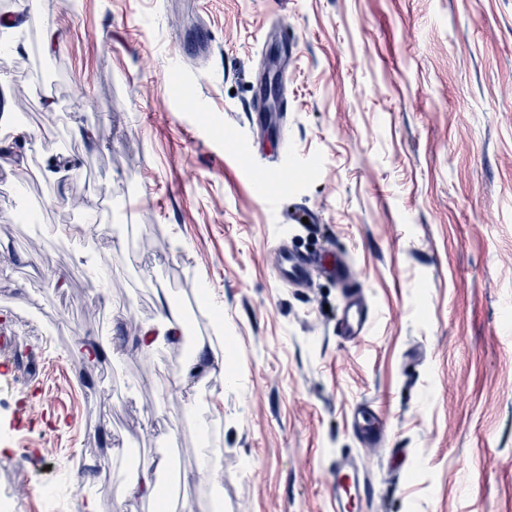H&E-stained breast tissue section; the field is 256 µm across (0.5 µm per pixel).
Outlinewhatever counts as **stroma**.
I'll list each match as a JSON object with an SVG mask.
<instances>
[{"label": "stroma", "mask_w": 512, "mask_h": 512, "mask_svg": "<svg viewBox=\"0 0 512 512\" xmlns=\"http://www.w3.org/2000/svg\"><path fill=\"white\" fill-rule=\"evenodd\" d=\"M15 2L0 333L32 358L0 353L13 512H157L121 488L160 457L192 512H329L345 449L364 512H512V0H67L30 20ZM282 45L273 130L247 115ZM282 149L279 209L254 168ZM76 225L91 237L59 236ZM282 243L349 256L368 336L336 338L333 281L277 280ZM163 296L223 366L186 381L177 345L141 349ZM364 401L388 447L349 431Z\"/></svg>", "instance_id": "35a3bbf8"}]
</instances>
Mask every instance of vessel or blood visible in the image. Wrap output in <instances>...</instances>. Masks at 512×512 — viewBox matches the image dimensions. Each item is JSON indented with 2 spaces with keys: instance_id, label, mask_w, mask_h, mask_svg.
Instances as JSON below:
<instances>
[{
  "instance_id": "1",
  "label": "vessel or blood",
  "mask_w": 512,
  "mask_h": 512,
  "mask_svg": "<svg viewBox=\"0 0 512 512\" xmlns=\"http://www.w3.org/2000/svg\"><path fill=\"white\" fill-rule=\"evenodd\" d=\"M336 281L342 302L336 312V335L348 343L358 342L371 329L376 312L362 296V285L350 272L348 257L325 254L319 257L293 252H283L276 276L285 283L302 281L310 270ZM348 428L362 443L384 448L388 445L386 423L379 409L371 403H358L352 411ZM336 479V494L330 500L332 512H359L371 494L357 459L350 455L333 456L328 465Z\"/></svg>"
}]
</instances>
